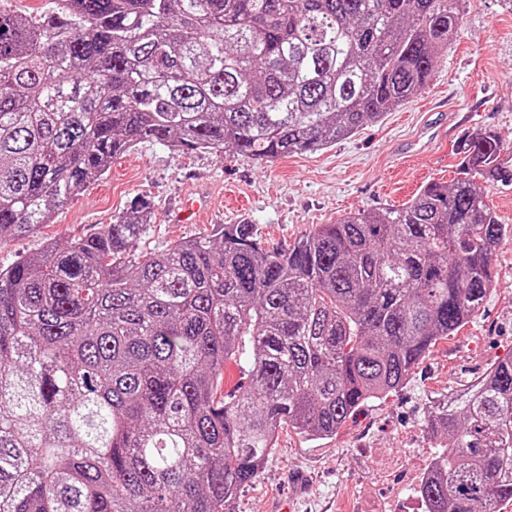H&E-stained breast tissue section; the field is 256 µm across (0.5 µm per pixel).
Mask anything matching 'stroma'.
<instances>
[{
	"instance_id": "stroma-1",
	"label": "stroma",
	"mask_w": 512,
	"mask_h": 512,
	"mask_svg": "<svg viewBox=\"0 0 512 512\" xmlns=\"http://www.w3.org/2000/svg\"><path fill=\"white\" fill-rule=\"evenodd\" d=\"M480 129L512 146V0H467L430 84L353 136L263 161L138 144L114 158L54 223L1 246L0 267L39 252L47 239L92 234L139 198L150 203L152 220L136 252L243 220L267 248L285 249L316 225L359 210L400 208L425 184L451 181L460 144ZM189 199L204 204V221L175 223L177 207ZM493 266L496 286L479 314L439 341L403 389L359 408L330 439L281 429L235 512H272L291 492L292 472L305 479L296 512H426L414 488L434 453L422 427L429 400L466 388L512 354V238L502 241Z\"/></svg>"
}]
</instances>
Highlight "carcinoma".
<instances>
[{
	"mask_svg": "<svg viewBox=\"0 0 512 512\" xmlns=\"http://www.w3.org/2000/svg\"><path fill=\"white\" fill-rule=\"evenodd\" d=\"M0 7V245L153 142L257 159L354 135L432 78L466 0H47ZM495 133L402 208L283 250L222 224L132 252L146 201L0 268V512H233L288 426L328 439L495 287ZM246 384L224 393V362ZM427 512L512 502V356L438 398Z\"/></svg>",
	"mask_w": 512,
	"mask_h": 512,
	"instance_id": "obj_1",
	"label": "carcinoma"
}]
</instances>
